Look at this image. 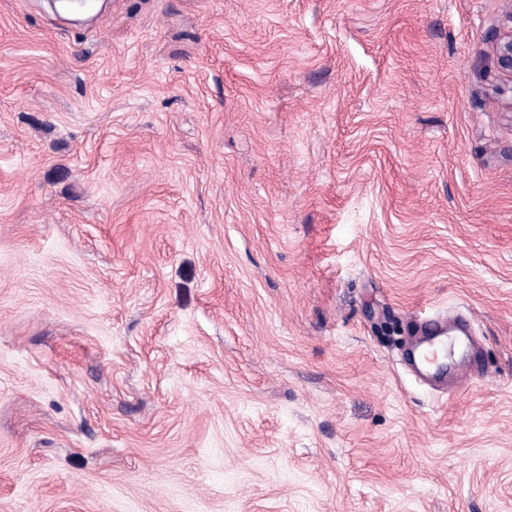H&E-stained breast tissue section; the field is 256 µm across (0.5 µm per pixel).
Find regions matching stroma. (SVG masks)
<instances>
[{
	"instance_id": "stroma-1",
	"label": "stroma",
	"mask_w": 512,
	"mask_h": 512,
	"mask_svg": "<svg viewBox=\"0 0 512 512\" xmlns=\"http://www.w3.org/2000/svg\"><path fill=\"white\" fill-rule=\"evenodd\" d=\"M89 2L0 0V512H512V0Z\"/></svg>"
}]
</instances>
